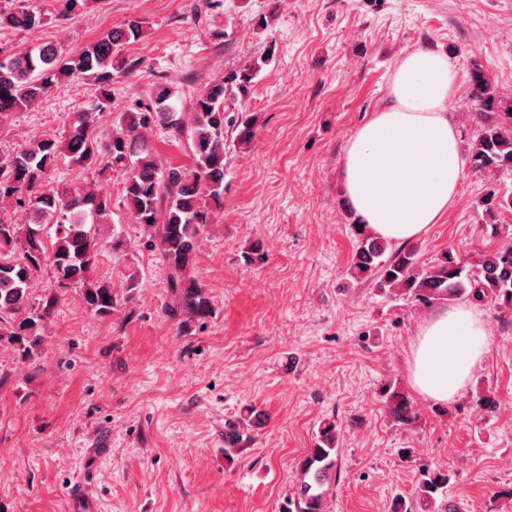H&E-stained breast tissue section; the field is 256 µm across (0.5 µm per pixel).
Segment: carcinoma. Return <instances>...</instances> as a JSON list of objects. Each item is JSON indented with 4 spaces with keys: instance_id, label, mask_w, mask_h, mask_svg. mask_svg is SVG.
<instances>
[{
    "instance_id": "obj_1",
    "label": "carcinoma",
    "mask_w": 512,
    "mask_h": 512,
    "mask_svg": "<svg viewBox=\"0 0 512 512\" xmlns=\"http://www.w3.org/2000/svg\"><path fill=\"white\" fill-rule=\"evenodd\" d=\"M56 4L53 17L26 6L0 10V30L41 28L52 18L68 20L90 0H56ZM142 35L141 22L129 20L74 53L46 44L0 54V120L34 108L60 84L89 81L100 90L98 100L73 113L61 134L0 157V351L10 350L24 363L37 364L45 355L44 326L58 302L55 293L37 301L31 298L30 284L37 272L48 268L54 287L80 292L89 310L103 317L112 314L119 298L110 283L91 279L92 267L105 248L129 260L130 246L120 234L103 235L112 224V196L99 181L44 189L47 175L59 162L93 168L99 176L122 171V205L143 227L144 246L168 268L171 301L164 304V312L177 321L180 332L205 325L214 314L208 291L195 277L197 252L224 206L226 129L236 131L241 145L255 135V118L235 111L233 102L259 67L211 79L192 97L189 112L177 111L172 89L159 87L148 104L121 113L118 125L102 136L95 132L96 113L110 107L116 75L135 70L137 63L127 58L124 48ZM471 96L481 106L476 113L481 132L472 146V168L479 173L512 174V111H495V96L479 71L471 77ZM158 125L173 139L191 142V167L162 166L149 140V132ZM15 211L27 214V220L13 222L10 214ZM350 274L423 306L468 298L512 312V242L469 261L445 249L421 264L414 246L390 252L387 243L367 238L352 258ZM140 287L138 269L126 264L125 294L131 298ZM379 395L395 421L410 425L416 420L417 413L396 381L384 382ZM243 432L239 421L224 424L227 455L240 452ZM339 447L336 422H322L300 465L294 494L280 512H330ZM450 480L445 471L423 467L416 497L434 502L448 491Z\"/></svg>"
}]
</instances>
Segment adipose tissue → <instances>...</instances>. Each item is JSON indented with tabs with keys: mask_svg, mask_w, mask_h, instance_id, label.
Instances as JSON below:
<instances>
[{
	"mask_svg": "<svg viewBox=\"0 0 512 512\" xmlns=\"http://www.w3.org/2000/svg\"><path fill=\"white\" fill-rule=\"evenodd\" d=\"M456 77L448 56L424 47L410 51L391 78L387 101L346 141L342 191L372 238L409 242L453 206L464 160L445 103L456 89ZM490 345L478 306L437 309L411 348L413 389L435 406L454 402Z\"/></svg>",
	"mask_w": 512,
	"mask_h": 512,
	"instance_id": "1",
	"label": "adipose tissue"
}]
</instances>
